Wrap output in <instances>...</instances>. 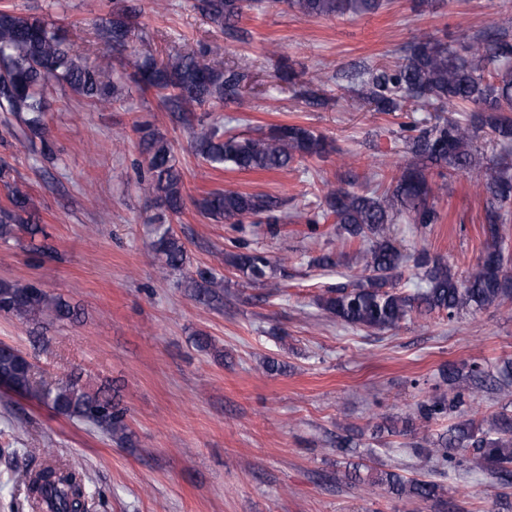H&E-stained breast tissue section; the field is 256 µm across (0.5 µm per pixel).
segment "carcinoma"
Wrapping results in <instances>:
<instances>
[{
    "instance_id": "obj_1",
    "label": "carcinoma",
    "mask_w": 512,
    "mask_h": 512,
    "mask_svg": "<svg viewBox=\"0 0 512 512\" xmlns=\"http://www.w3.org/2000/svg\"><path fill=\"white\" fill-rule=\"evenodd\" d=\"M245 0H195L194 8L221 32L234 36ZM289 8L312 17L359 16L377 12L383 0H286ZM137 18L134 0H116L110 18L98 26L106 50L90 65L74 49L64 31L44 16L16 9H0V111L13 115L22 136L40 143V155L52 160L55 150L48 138L45 93L52 82L65 85L74 95L100 109H107L122 95L123 83L114 78L109 51L126 46ZM512 18L495 32H481L451 45L435 33L422 31L392 65H381L357 77L355 93L376 112H404L409 107L450 116L404 136L410 160L383 185L384 191H355L330 186L324 195L320 218L307 219L310 229L329 218L342 241L355 248L361 274L350 286L328 288L318 300L324 315L344 325L371 332L400 327L412 313L433 312L456 319L464 311L477 312L512 301V274L506 269L507 236L512 223V169L488 168L477 177L488 193L483 232L486 246L467 276L426 248L417 251L414 267L421 270L422 286L413 291L394 287L401 279L407 256L391 234V225L406 218L419 228L441 223L436 200L447 190L445 172L469 173L478 161L472 142L480 134L493 136L503 150L512 146ZM245 68H226L207 59V51L176 52L166 61L146 57L135 65L131 81L140 89L156 92L171 121L189 134L196 156L215 169L224 166L244 171H282L299 159H321L332 153L326 137L296 123L275 124L256 135L227 134L224 128L196 115V108L221 104L238 94ZM147 177L141 191L162 199L166 209L178 214L185 205L183 172L171 143L149 124L139 128ZM437 170L434 180L431 170ZM0 185L7 202L0 205V241L29 237L33 250L50 256L54 248L36 244L47 237L39 224V208L17 171L0 158ZM196 211L215 223L244 229V220L266 224L272 230L281 221L279 203L266 194L235 190L206 192L191 198ZM224 255L225 264L245 275L250 283L261 282L271 268L264 254L244 248ZM151 252L162 269L179 270L186 261V247L170 224H156ZM194 284L198 295L214 300L224 290V278L199 273ZM0 313L21 319L73 322L78 311L35 282L0 280ZM0 374H7L34 398L71 420L90 423L119 443H131L128 410L107 390L90 391L75 381L36 386L33 367L18 351L0 350ZM448 390L417 403L414 417L396 436L417 431L416 424L448 420L446 433L433 447L424 449L432 460L434 478L405 477L395 472L372 481L391 492L419 502L439 501L444 485L437 478L478 471L507 497L512 490V416L499 414L482 427L471 417L477 392L484 380L478 364L462 373L448 365L442 370ZM40 512H85L83 472L74 464L49 458L36 470L21 474Z\"/></svg>"
}]
</instances>
